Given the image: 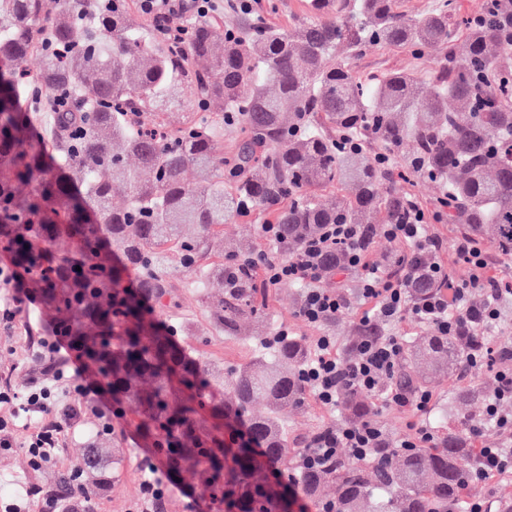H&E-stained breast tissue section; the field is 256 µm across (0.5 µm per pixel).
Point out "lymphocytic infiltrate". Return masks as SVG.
I'll use <instances>...</instances> for the list:
<instances>
[{
    "label": "lymphocytic infiltrate",
    "instance_id": "lymphocytic-infiltrate-1",
    "mask_svg": "<svg viewBox=\"0 0 512 512\" xmlns=\"http://www.w3.org/2000/svg\"><path fill=\"white\" fill-rule=\"evenodd\" d=\"M143 14L153 19L157 33L171 42H181L188 30L172 25L176 15L209 16L213 0H139ZM424 209H417L413 222L382 225L383 235L407 248L406 256L395 264L376 262L369 257L368 234L360 224H327L321 233L296 253H284L268 259L261 267L263 280L274 287L285 281L303 283V300L299 309L302 320L317 326L343 312L347 307L343 290L348 276L361 281L362 293L373 304L376 320L395 323L409 318L430 327L436 335L483 336L501 319L498 302L504 291L492 278L485 252L467 238L444 243L427 229ZM340 248L342 263L325 266L320 262L326 250ZM437 257L445 252L464 258L468 276L460 281L448 278L440 262L426 264L424 253ZM429 272L440 281V292L420 301H413L409 289L421 272ZM0 288L10 289L9 303L0 307V328L10 329L15 307L35 300V290L25 285L16 255H9L0 264ZM489 289L490 295L480 306H472L467 296L474 289ZM316 352L301 369L306 392L326 407L336 406L347 391L364 392L380 397L391 407L426 414L432 395L422 389H404L394 383L403 357V343L397 336H361L353 344L354 355L345 359L336 353V339L317 337ZM500 367L496 373L498 387L485 409V418L502 432H512V414L501 413L500 405L512 401V345L499 350ZM30 361L51 368L48 378L30 377L22 387L10 381H0V407L7 415L0 416V451L22 447L32 469L54 465L66 432L83 412H91L98 420L100 432L115 431L124 417L114 409L112 386L101 380L95 362L85 356L76 340L57 326H50L39 338ZM42 417V424L30 431L23 441H16L13 431L21 421ZM385 433L374 421L348 423L319 433L303 453V468H318L329 460L348 455L354 460L370 456L385 447ZM163 457L158 450L144 456L141 468L144 476L138 512H154L165 499L169 485L161 471Z\"/></svg>",
    "mask_w": 512,
    "mask_h": 512
}]
</instances>
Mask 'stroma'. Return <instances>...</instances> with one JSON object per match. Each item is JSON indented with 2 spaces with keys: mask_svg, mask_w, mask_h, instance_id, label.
Masks as SVG:
<instances>
[{
  "mask_svg": "<svg viewBox=\"0 0 512 512\" xmlns=\"http://www.w3.org/2000/svg\"><path fill=\"white\" fill-rule=\"evenodd\" d=\"M436 55L415 58L409 51L385 47L366 48L354 61L360 76L369 77L390 69H410L426 72L436 65ZM173 301L156 314L165 324L173 327L190 324L192 335L179 337L178 342L187 360L209 362L233 369L249 362L257 354L273 351L272 340L280 330L302 339L306 346H313L317 336L329 334L336 338L339 355L352 357L351 344L365 330L375 335L394 334L402 337L404 345H412L423 336L427 327L410 319L394 325L372 322L362 326L360 320L371 305L361 300L356 279L346 282L345 294L349 307L342 314L318 326H310L298 315L302 290L297 283L284 282L272 288L269 302L259 320H246L238 332H220L209 322L206 299L202 289L196 288L194 276L176 272L171 276ZM51 324L42 301L24 308L9 330H0V378L10 377L16 385H24L30 369L25 362L33 340L42 336ZM481 385L483 397L466 401L460 397L461 389ZM498 383L493 373L472 370L469 365L455 366L452 372L438 376L429 383L433 399L428 417L422 424L433 437H440L460 429L465 420L479 421V432L474 444L479 448L512 447V435L486 424L484 411ZM124 419L121 429L111 434L100 467L104 481L98 487L94 501L95 512H134L140 499L141 458L150 447L149 439L138 430L139 418L131 406H123ZM342 408L320 405L312 396H305L299 408L289 410L282 418L292 456H299L313 437L324 429L345 423ZM97 430L91 413H84L69 429L55 465L39 470L30 469L23 449L9 453L0 452V497H10L21 486L43 487L57 483L60 476L84 467V448ZM215 502L200 493L198 482L192 474L176 472L171 476L170 492L156 512H216Z\"/></svg>",
  "mask_w": 512,
  "mask_h": 512,
  "instance_id": "obj_1",
  "label": "stroma"
}]
</instances>
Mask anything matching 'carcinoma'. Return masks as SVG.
<instances>
[{"mask_svg": "<svg viewBox=\"0 0 512 512\" xmlns=\"http://www.w3.org/2000/svg\"><path fill=\"white\" fill-rule=\"evenodd\" d=\"M187 25L176 44L159 40L128 0H0V227L13 228L0 241L14 244L56 324L98 360L112 398L135 401L140 429L169 468L194 470L224 512H293L297 498L326 485L336 497L325 512H359L367 497L372 512H458L478 483L476 470L458 465L477 457L475 423L427 448H380L367 467L333 460L292 473L280 416L304 395L301 341L285 339L231 371L192 369L146 303L162 305L180 269L199 288L223 284L207 302L210 322L239 330L266 295L261 255L224 242L218 228L261 211L280 225L283 252L302 249L323 224H364L372 239L379 225L413 216L396 166L441 186L437 220L511 257L512 0H482L475 13L438 0L418 14L399 0H309L286 26L246 12L231 24ZM460 31L467 49L458 55ZM366 46L441 61L424 79L390 70L366 81L352 67ZM61 94L52 154L19 99ZM406 141L412 150L398 165ZM19 183L36 190L20 197ZM116 193L126 201L114 207ZM435 290L423 273L410 295ZM467 358V337L426 336L404 364L424 359L428 373L417 380L405 369L399 384L416 387ZM218 375L224 409L211 421L203 411ZM257 399L267 404L262 416L250 413ZM344 409L352 422L371 416L357 393Z\"/></svg>", "mask_w": 512, "mask_h": 512, "instance_id": "carcinoma-1", "label": "carcinoma"}]
</instances>
